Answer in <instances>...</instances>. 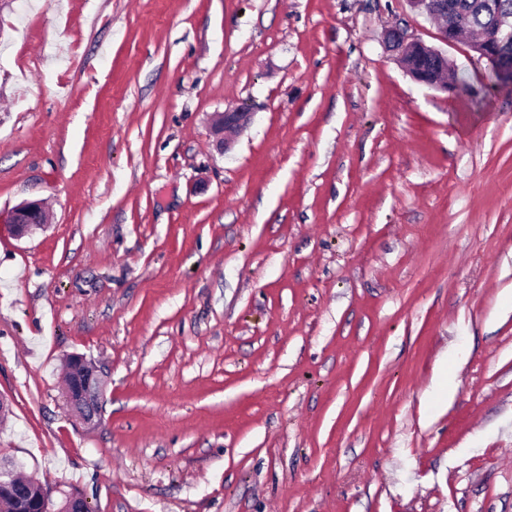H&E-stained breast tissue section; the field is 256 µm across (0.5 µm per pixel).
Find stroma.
<instances>
[{"mask_svg":"<svg viewBox=\"0 0 512 512\" xmlns=\"http://www.w3.org/2000/svg\"><path fill=\"white\" fill-rule=\"evenodd\" d=\"M395 25L441 45L407 0H0V456L53 502L512 512V88ZM386 39L389 47L402 59L410 58L413 61L416 55L433 56L441 65H448V61L439 50L411 38L406 30L399 26L390 28L386 33ZM416 66H419V67H416ZM420 66L426 67L430 70L437 69L436 63L432 59H429V58L416 59L415 66L413 64H410V66L407 67V71L409 72V74L412 76V78L415 81L425 84V85H428V86H432V85L440 86L441 88L448 90V93L452 94V96H455V97L461 96L462 94L465 93V89H464L463 85L460 84L459 82H457V81L449 82L448 81V84L445 85L440 81V79H438L435 76L433 71L426 70L424 68H420ZM249 120V112L241 109L228 110L225 112H216L213 118V133L218 136V146L224 149V133L228 131H237L244 127ZM45 208L41 202L27 201L13 208L8 223L13 224L15 233L23 236L34 228L45 224ZM74 357L75 355H70L67 358V388H69V391H73L77 394L78 382L81 378H87L90 375L93 365L87 360H84L82 365H77L73 361ZM69 391L66 393V399L74 409V413L78 416V419L84 425L96 426L100 421L98 407L101 404L104 393V381L102 377L97 372V375H91L85 379L80 388V396L78 398L69 395ZM75 399L80 401H73Z\"/></svg>","mask_w":512,"mask_h":512,"instance_id":"1","label":"stroma"}]
</instances>
